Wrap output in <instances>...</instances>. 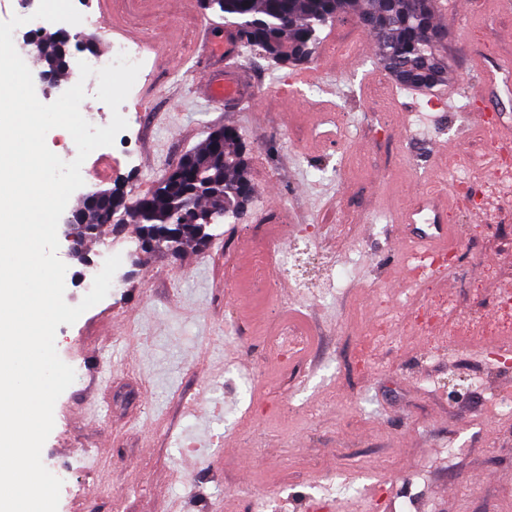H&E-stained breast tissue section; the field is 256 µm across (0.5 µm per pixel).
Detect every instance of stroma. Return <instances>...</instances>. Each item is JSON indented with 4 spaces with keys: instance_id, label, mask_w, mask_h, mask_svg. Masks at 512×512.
Masks as SVG:
<instances>
[{
    "instance_id": "obj_1",
    "label": "stroma",
    "mask_w": 512,
    "mask_h": 512,
    "mask_svg": "<svg viewBox=\"0 0 512 512\" xmlns=\"http://www.w3.org/2000/svg\"><path fill=\"white\" fill-rule=\"evenodd\" d=\"M496 2L468 0L440 20L448 84L463 90L449 107L443 87L393 83L388 104L369 102L384 71L365 32L339 62L326 54L336 30L323 28L305 64L280 66L227 26L224 63L245 84L230 111L196 84L211 66L198 23L218 11L182 0L173 12L153 0L127 24L147 61L130 99L139 120L130 146L114 144L107 176L97 174L99 152L87 157L83 191L120 184L129 200L150 194L228 126L245 143L255 192L238 216L210 226L203 247L161 254L132 233L87 242L93 259L120 244L121 283L56 333L59 357L78 367L42 449L63 481L58 512H251L272 475L285 488L282 512H480L486 500L491 512H512V413L489 401L512 396V361L458 348L446 330L412 329L410 311L425 294L403 282L405 252L395 246L417 187L443 183L449 159L465 163L464 191L480 208L441 198L459 254L439 287L452 316L494 318L489 296L512 275V196L490 200L497 159L478 117L488 114L498 137L512 140V94L467 93L497 43L512 44V13ZM164 27L180 66L149 45ZM355 154L371 155L373 167H349ZM282 206L288 232L269 244L270 257L310 243L335 268L317 266L299 283L232 280L230 262L248 260L260 212ZM283 297L312 337L296 388L268 361ZM391 311L398 321L388 342L375 330Z\"/></svg>"
}]
</instances>
